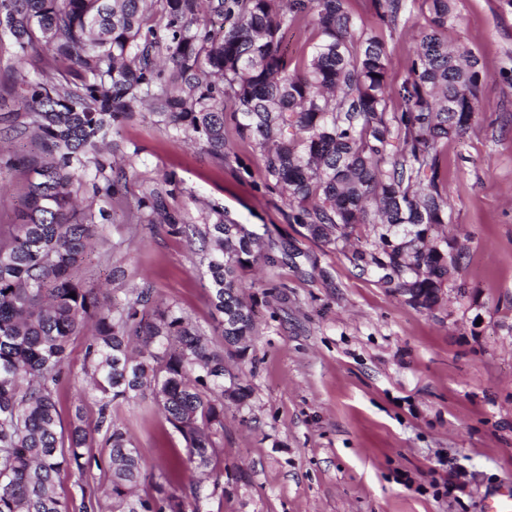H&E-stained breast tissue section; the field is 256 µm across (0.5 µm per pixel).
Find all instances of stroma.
Listing matches in <instances>:
<instances>
[{
	"label": "stroma",
	"mask_w": 512,
	"mask_h": 512,
	"mask_svg": "<svg viewBox=\"0 0 512 512\" xmlns=\"http://www.w3.org/2000/svg\"><path fill=\"white\" fill-rule=\"evenodd\" d=\"M358 28L380 35L390 55L388 109L417 59L421 0H404L392 24L375 0H346ZM448 47L478 59L480 118L443 147L448 222L463 254L442 301L417 309L359 268L371 225L348 242L314 239L268 187L252 137L226 120L225 155L158 125L147 107L122 123L126 188L84 205L110 217L79 271L113 305L150 286L158 302L193 322L214 323L209 283L187 242L136 221L148 187L173 176L169 198L185 223L211 207L256 236L258 260L241 273L257 334L240 368L251 395L224 408L216 439L221 489L202 512H486L488 493L512 482V6L452 0ZM26 175L0 168V227L17 223ZM85 337L73 338L57 389L62 422L98 406L80 381ZM119 414L150 478L184 455L181 438L150 401Z\"/></svg>",
	"instance_id": "35a3bbf8"
}]
</instances>
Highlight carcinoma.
<instances>
[{"label":"carcinoma","mask_w":512,"mask_h":512,"mask_svg":"<svg viewBox=\"0 0 512 512\" xmlns=\"http://www.w3.org/2000/svg\"><path fill=\"white\" fill-rule=\"evenodd\" d=\"M402 0H376L395 20ZM427 23L418 59L388 111L390 55L357 31L344 0H0V34L23 64L44 54L46 82L20 78L21 106L0 117L39 153L8 157L28 170L19 222L0 232V512H103L101 500L58 493L62 471L83 476L95 456L81 409L61 428L57 387L68 346L87 337L84 375L98 399L111 473L112 512H200L224 432V372L246 357L253 305L239 271L252 263L253 233L210 209L205 224L171 210L170 188L137 200L148 224L192 245L205 268L213 335L185 312L134 293L118 314L74 272L110 214L78 210V193H122L127 176L103 149L112 131L150 103L157 123L224 160V104L255 139L267 181L288 191L292 218L325 244L370 224L376 241L356 261L413 307L431 309L458 259L432 238L448 223L444 142L478 115V60L448 50L451 0H422ZM309 21L316 42L302 65L283 30ZM75 297H70V293ZM150 398L181 436L193 466L189 492L163 474L141 497L144 461L112 406Z\"/></svg>","instance_id":"carcinoma-1"}]
</instances>
